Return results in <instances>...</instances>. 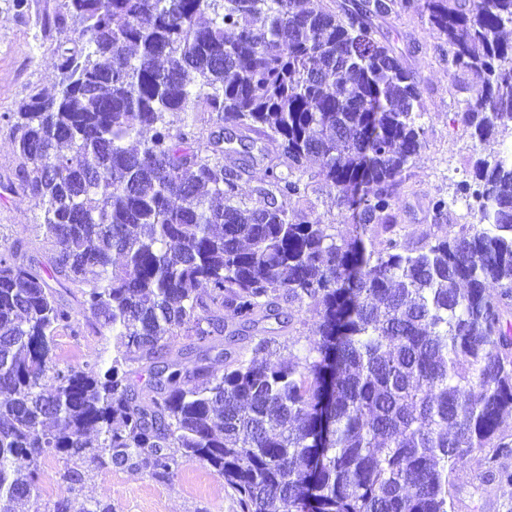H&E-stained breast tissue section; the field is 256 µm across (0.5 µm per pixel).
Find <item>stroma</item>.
Wrapping results in <instances>:
<instances>
[{"instance_id":"stroma-1","label":"stroma","mask_w":512,"mask_h":512,"mask_svg":"<svg viewBox=\"0 0 512 512\" xmlns=\"http://www.w3.org/2000/svg\"><path fill=\"white\" fill-rule=\"evenodd\" d=\"M30 8L18 13L14 0H0V244L21 242L24 255L47 261L52 245L37 218L33 201L21 191H9L8 181L19 165L10 129L5 119L30 90L52 89L56 72L51 52L56 32L45 30L43 13L53 11L55 0H28ZM383 36L402 53L407 68L415 72L422 93L424 144L404 174L405 183L396 199L394 213L405 246L413 247L424 235L444 236L460 225L480 219L472 198L458 186L474 181L478 160L490 158L512 144V132L499 131L479 141L460 120L479 79L471 72L448 68V51L428 24L425 10L417 8L379 20ZM304 178L311 185L301 207L324 224L351 225L352 214L336 203V193L323 181L318 162H308ZM440 197L449 205V222L436 223L430 202ZM314 309L294 308L292 321L268 320L242 331L232 347L234 357L247 358L259 339L266 338L280 358L303 360L305 336L313 322ZM55 352L60 361L74 365L112 356L111 336L82 328L80 335L61 332ZM483 457L460 467L454 481L460 489L456 512H512V487L483 479ZM83 493L94 500L110 502L112 512H241L238 496L223 478L201 463L181 459L170 476L152 475L149 468L93 466L85 471Z\"/></svg>"}]
</instances>
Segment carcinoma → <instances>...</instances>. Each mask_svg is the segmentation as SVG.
Masks as SVG:
<instances>
[{
  "label": "carcinoma",
  "instance_id": "carcinoma-1",
  "mask_svg": "<svg viewBox=\"0 0 512 512\" xmlns=\"http://www.w3.org/2000/svg\"><path fill=\"white\" fill-rule=\"evenodd\" d=\"M411 2L60 0L44 15L54 91L30 89L7 119L55 250L45 266L0 246V512L39 502L47 451L64 466L52 512H112L80 497L75 464L139 458L160 475L198 460L241 512H455L453 471L486 448L512 454L498 434L512 413V149L477 163L481 227L403 245L394 205L423 146L421 91L377 21ZM425 5L448 67L483 75L461 121L480 139L512 127V0ZM201 105L285 159L254 203L239 193L251 156L226 164L220 138L189 130ZM311 158L351 230L290 208ZM55 275L86 325L112 333L110 361L57 358L79 320ZM284 303L315 309L303 360L271 361L264 339L249 360L212 344L224 318L279 321ZM180 339L201 344L189 366L168 360ZM484 479L511 486L512 472L490 457Z\"/></svg>",
  "mask_w": 512,
  "mask_h": 512
}]
</instances>
